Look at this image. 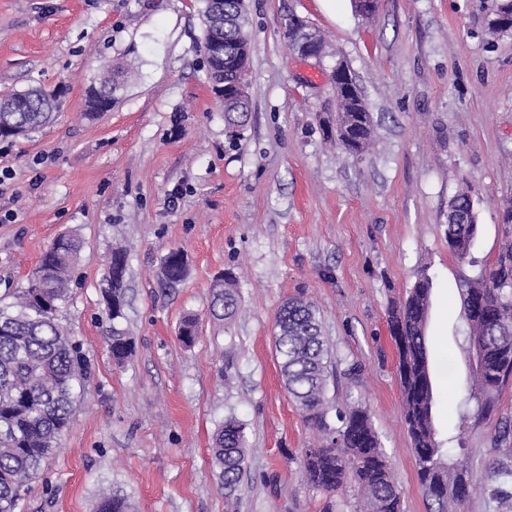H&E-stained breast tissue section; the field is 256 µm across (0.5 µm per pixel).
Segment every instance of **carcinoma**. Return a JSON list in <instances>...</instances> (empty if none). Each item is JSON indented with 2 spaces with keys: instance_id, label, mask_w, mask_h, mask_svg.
Here are the masks:
<instances>
[{
  "instance_id": "carcinoma-1",
  "label": "carcinoma",
  "mask_w": 512,
  "mask_h": 512,
  "mask_svg": "<svg viewBox=\"0 0 512 512\" xmlns=\"http://www.w3.org/2000/svg\"><path fill=\"white\" fill-rule=\"evenodd\" d=\"M219 8L224 15V40L239 41L250 51L247 11L239 0H202L200 15ZM492 35L512 34V0H499L497 12L487 16ZM116 73L106 71L100 86L91 87L87 118L102 112L96 93L112 95ZM59 91L28 88L0 97L1 138L19 137L46 126L54 119ZM250 104L224 108L229 126H245ZM374 139L371 112H353L345 100L336 107V144L348 156H361ZM478 233L477 214L470 197L458 193L448 203V244L452 256L467 259ZM82 249L80 237L60 235L43 253L28 286L0 306V512H18L30 482L39 478L46 460L56 450L75 409V385H84L90 374L80 347L57 318L69 298L72 268ZM189 264L179 249L160 258L158 278L172 287L187 276ZM471 340L487 351V368L472 372L468 389L477 401L479 416L494 410L495 399L512 376V247H506L494 266L460 286ZM124 288L108 289L107 315L124 317ZM432 279L422 273L397 309L388 312L387 324L397 347V362L409 364V374L397 375L403 423L416 457L417 479L429 512H456L452 506L470 495L467 469L450 461L451 449L436 439L433 419L434 388L429 368L426 324L431 303ZM239 310L232 279L220 277L211 285L210 314L231 319ZM275 351L282 378L304 420L327 430L324 388L328 363L321 327L312 303L292 298L275 316ZM198 321L185 319L178 339L194 343ZM113 360L125 362L132 353L130 338L114 327L109 341ZM342 425L330 443L303 453L305 476L312 488L326 498L346 482L360 491L365 512H404L402 493L396 486L373 428L367 407L357 405L340 414ZM245 427L230 417L213 436L212 458L220 468L226 489L236 488L244 474ZM491 496L512 486V468L491 471ZM461 483L463 491L452 489ZM98 512H130L125 498L116 494L101 499Z\"/></svg>"
}]
</instances>
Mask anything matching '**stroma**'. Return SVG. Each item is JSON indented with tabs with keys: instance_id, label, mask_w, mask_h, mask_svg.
<instances>
[{
	"instance_id": "obj_1",
	"label": "stroma",
	"mask_w": 512,
	"mask_h": 512,
	"mask_svg": "<svg viewBox=\"0 0 512 512\" xmlns=\"http://www.w3.org/2000/svg\"><path fill=\"white\" fill-rule=\"evenodd\" d=\"M494 0H248V125L233 131L201 65L200 0H0V95L62 88L53 123L0 142V297L26 287L60 234L83 241L59 323L92 367L87 390L21 512H97L102 494L133 512H321L304 449L326 444L289 396L275 355V313L289 297L317 309L331 365L328 429L367 406L403 495L427 512L403 424L387 310L421 273L433 282L427 335L440 440L470 475L459 512H512L489 472L512 466L494 430L512 419V380L486 419L464 385L469 326L460 285L512 243V35L490 36ZM304 17L327 44L320 60L290 50ZM350 67L375 124L360 159L324 138L331 75ZM128 67L112 109L83 119L89 87ZM468 192L479 232L470 259L448 250V201ZM127 253L124 317L103 297L112 248ZM183 250L188 277L163 287L159 259ZM237 278L240 308L209 312L210 287ZM199 318L192 346L177 339ZM134 341L117 366L113 328ZM245 425V473L225 494L210 448L226 418Z\"/></svg>"
}]
</instances>
